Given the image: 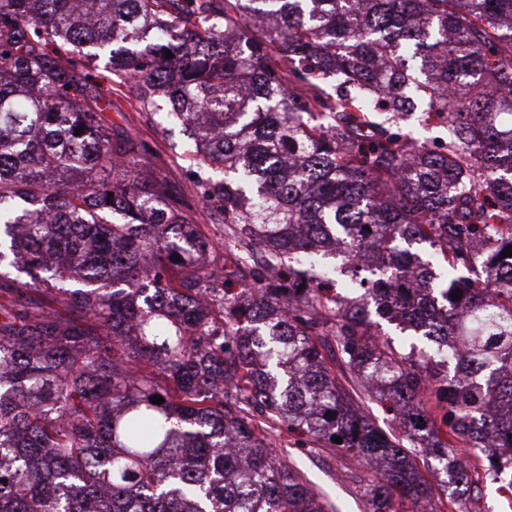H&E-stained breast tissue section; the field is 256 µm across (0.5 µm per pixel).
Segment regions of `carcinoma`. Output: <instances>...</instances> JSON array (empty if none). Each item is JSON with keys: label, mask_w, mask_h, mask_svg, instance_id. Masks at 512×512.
Returning <instances> with one entry per match:
<instances>
[{"label": "carcinoma", "mask_w": 512, "mask_h": 512, "mask_svg": "<svg viewBox=\"0 0 512 512\" xmlns=\"http://www.w3.org/2000/svg\"><path fill=\"white\" fill-rule=\"evenodd\" d=\"M101 60L248 274L105 128ZM507 247L512 0H0V512H328L280 425L367 512H435L420 452L512 497ZM272 442L278 449L287 448L288 456L290 454L296 461L304 476L316 485L315 489L329 504L336 506L337 498L342 505L341 512H366L361 487L373 478L368 468L336 456L326 448L302 447L286 428Z\"/></svg>", "instance_id": "cac0c4a2"}]
</instances>
